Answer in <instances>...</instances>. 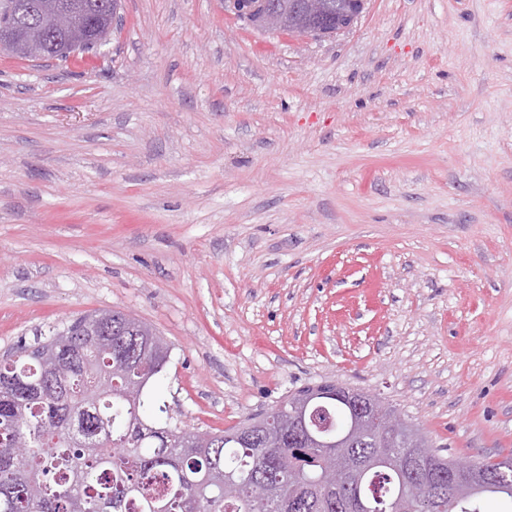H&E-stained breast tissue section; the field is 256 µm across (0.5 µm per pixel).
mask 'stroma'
Listing matches in <instances>:
<instances>
[{
  "label": "stroma",
  "mask_w": 512,
  "mask_h": 512,
  "mask_svg": "<svg viewBox=\"0 0 512 512\" xmlns=\"http://www.w3.org/2000/svg\"><path fill=\"white\" fill-rule=\"evenodd\" d=\"M119 14L75 60L0 51V355L119 309L191 429L331 377L512 453V0H367L321 40Z\"/></svg>",
  "instance_id": "35a3bbf8"
}]
</instances>
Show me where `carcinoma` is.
Returning <instances> with one entry per match:
<instances>
[{"label":"carcinoma","mask_w":512,"mask_h":512,"mask_svg":"<svg viewBox=\"0 0 512 512\" xmlns=\"http://www.w3.org/2000/svg\"><path fill=\"white\" fill-rule=\"evenodd\" d=\"M302 0H281L288 32L305 29L310 18ZM80 316L46 340L61 343L62 377L49 371L34 346H19L0 360V512H349L347 491L326 485L332 448H295L283 436L269 444V433L282 415H251L224 430L210 431L205 448L194 431L168 420L151 385L170 360L144 350L140 329H130L124 312L112 311V335L104 349L89 342ZM92 359L109 377L111 390L89 407L85 434L71 430L84 391L95 383L85 371ZM325 395L311 401L322 407V429L344 431L353 410L334 396L336 385H316ZM31 453L14 454L20 436ZM448 460L441 450L425 466L404 471L369 470L360 493L376 512H482L496 497L512 503V457L478 459L480 490L467 500L448 493ZM427 469L438 482L433 494L400 498Z\"/></svg>","instance_id":"obj_1"}]
</instances>
